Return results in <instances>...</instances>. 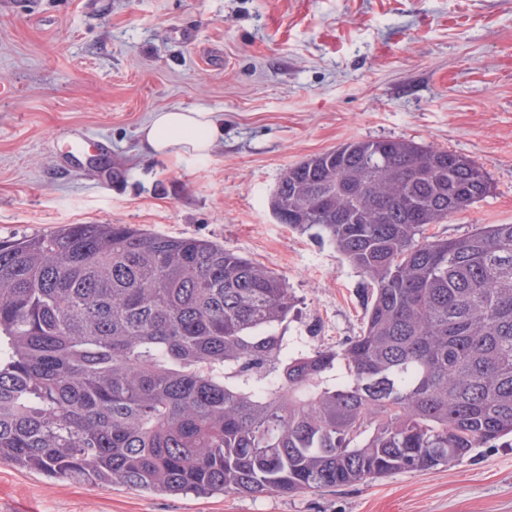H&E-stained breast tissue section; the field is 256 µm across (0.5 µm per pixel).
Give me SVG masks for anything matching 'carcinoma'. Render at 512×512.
Masks as SVG:
<instances>
[{
    "mask_svg": "<svg viewBox=\"0 0 512 512\" xmlns=\"http://www.w3.org/2000/svg\"><path fill=\"white\" fill-rule=\"evenodd\" d=\"M489 191L473 160L354 140L289 167L275 217L366 283L360 335L288 344L292 298L213 241L65 224L0 241V463L95 486L293 495L512 436V224L426 236Z\"/></svg>",
    "mask_w": 512,
    "mask_h": 512,
    "instance_id": "cac0c4a2",
    "label": "carcinoma"
}]
</instances>
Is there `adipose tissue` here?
I'll list each match as a JSON object with an SVG mask.
<instances>
[{
	"label": "adipose tissue",
	"instance_id": "obj_1",
	"mask_svg": "<svg viewBox=\"0 0 512 512\" xmlns=\"http://www.w3.org/2000/svg\"><path fill=\"white\" fill-rule=\"evenodd\" d=\"M224 136V120L203 109H171L154 113L141 130V146L159 158L208 155Z\"/></svg>",
	"mask_w": 512,
	"mask_h": 512
}]
</instances>
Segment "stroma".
Segmentation results:
<instances>
[{"label": "stroma", "mask_w": 512, "mask_h": 512, "mask_svg": "<svg viewBox=\"0 0 512 512\" xmlns=\"http://www.w3.org/2000/svg\"><path fill=\"white\" fill-rule=\"evenodd\" d=\"M205 108L204 158L142 151L162 109ZM109 156L70 162L72 131ZM406 139L487 174L440 238L512 224V0H0V241L64 224H131L215 241L288 285L303 348L362 329L358 273L269 201L299 161ZM0 512H512V438L434 470L293 496H171L50 479L0 463Z\"/></svg>", "instance_id": "obj_1"}]
</instances>
